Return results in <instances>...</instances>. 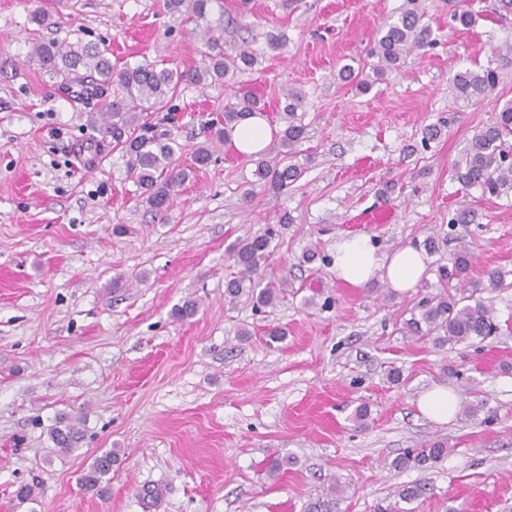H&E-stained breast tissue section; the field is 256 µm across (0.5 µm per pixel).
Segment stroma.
Wrapping results in <instances>:
<instances>
[{
  "instance_id": "obj_1",
  "label": "stroma",
  "mask_w": 512,
  "mask_h": 512,
  "mask_svg": "<svg viewBox=\"0 0 512 512\" xmlns=\"http://www.w3.org/2000/svg\"><path fill=\"white\" fill-rule=\"evenodd\" d=\"M407 6L213 0L225 53L246 24L259 59L229 87L179 85L178 163L191 164L202 145L213 158L161 217L142 204L122 150L90 146L89 107L58 89L31 58V41L102 43L114 63L187 72L208 64L193 25L165 0H0V512H304L333 480L347 487L341 512H378L409 483L427 487L413 512H512V287L490 289L485 277L512 270V195H482L451 172L474 132L495 120L496 101L512 99V63L501 58L512 8L420 0L434 44L360 93L340 68L370 73L378 28ZM463 9L475 15L467 29L453 21ZM36 10L55 25L35 30ZM270 31L285 34L283 50L267 48ZM488 67L498 74L489 98L456 96L457 73ZM287 88L305 97V173L278 195L253 188L254 162L215 142L209 122L254 91L281 129ZM432 124L441 137L422 143ZM465 204L469 277L501 330L437 346L402 326L421 298L459 288L448 224ZM267 231L258 277L287 279L286 298L259 311L245 296L229 303L230 246ZM359 233L384 251L433 234L440 243L413 291L380 279L357 288L338 281L326 257L337 237ZM312 248L321 258L309 263ZM189 298L196 315L175 318ZM272 326L283 340H269ZM436 385L485 407L433 422L417 399ZM63 417L84 434L71 453L48 436ZM437 438L451 449L444 460L390 469L404 449ZM108 450L117 460L100 497L82 475ZM278 455L295 463L272 481L266 469ZM22 485L33 500L16 499Z\"/></svg>"
}]
</instances>
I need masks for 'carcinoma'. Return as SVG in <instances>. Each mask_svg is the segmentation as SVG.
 Wrapping results in <instances>:
<instances>
[{
    "instance_id": "cac0c4a2",
    "label": "carcinoma",
    "mask_w": 512,
    "mask_h": 512,
    "mask_svg": "<svg viewBox=\"0 0 512 512\" xmlns=\"http://www.w3.org/2000/svg\"><path fill=\"white\" fill-rule=\"evenodd\" d=\"M212 0H166L171 15L192 23L203 42L210 64L202 70L174 72L152 64L124 63L112 65L106 47L92 44H63L56 41L34 42L30 56L40 63L67 93L76 92L82 100L100 102V109L91 113L90 125L100 140L112 139L128 157L130 173L142 189V202L154 213L168 211L174 189L188 180L190 171L175 170V140L168 130H159L152 123L151 113L169 103L178 85L188 81L207 85L216 81L231 82L238 74L251 70L258 62L252 41L242 40L233 56L224 54L223 28L212 24L209 11ZM422 12L414 7L377 32L371 54L378 58L374 76L400 64L412 51L432 44V31L421 23ZM497 72L493 69L466 70L456 75L457 96L466 100H482L496 86ZM286 125L280 130L284 160L271 164L264 159L256 162L258 185L272 192L288 190L304 172L303 164L295 161V147L306 138V127L296 122V112L303 107L304 96L295 89L284 94ZM260 101L242 96L224 107V114L215 131L216 139L228 141L237 123L244 117L262 112ZM455 179L466 188H478L484 195L499 197L512 192V101L506 102L496 120L478 129L464 149L461 159L452 167ZM271 236L248 237L231 249L237 276L230 279L224 296L233 304L243 295L250 297L255 308L273 307L287 295L288 279L267 283L254 279L261 263L265 262ZM454 253V268L458 278L466 277L472 257L461 235ZM419 314L403 323L405 333L430 338L437 345L457 344L473 338L484 339L498 329L495 310L477 290L462 289L455 294L446 291L423 298L417 305ZM49 438L62 453L78 448L80 430L71 424L55 426ZM448 442L435 440L421 448H409L393 459L391 468L401 471L436 464L448 456ZM116 453L109 451L95 458L83 477L85 487L97 489L112 471ZM345 489L331 483L326 492L309 501L305 512H338ZM426 493L420 483L404 484L397 492L398 501L409 504Z\"/></svg>"
}]
</instances>
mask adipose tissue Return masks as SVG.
I'll list each match as a JSON object with an SVG mask.
<instances>
[{
	"mask_svg": "<svg viewBox=\"0 0 512 512\" xmlns=\"http://www.w3.org/2000/svg\"><path fill=\"white\" fill-rule=\"evenodd\" d=\"M271 136L266 116L256 113L237 123L231 141L239 154L251 157L263 153ZM427 263L428 257L421 247L407 244L382 253L369 235L355 234L337 238L331 268L338 280L349 285L362 288L381 277L393 290L406 293L422 281Z\"/></svg>",
	"mask_w": 512,
	"mask_h": 512,
	"instance_id": "ef3b65f1",
	"label": "adipose tissue"
}]
</instances>
